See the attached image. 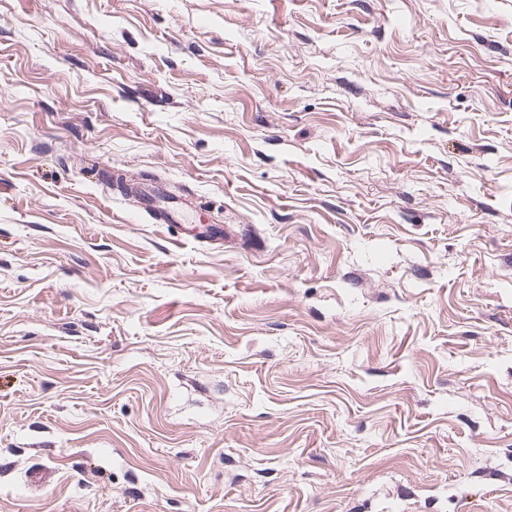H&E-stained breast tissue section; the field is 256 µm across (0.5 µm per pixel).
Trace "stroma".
I'll return each mask as SVG.
<instances>
[{
	"mask_svg": "<svg viewBox=\"0 0 512 512\" xmlns=\"http://www.w3.org/2000/svg\"><path fill=\"white\" fill-rule=\"evenodd\" d=\"M0 512H512V0H0ZM146 210L155 224H166L175 226L183 239H206L211 241H222L224 239V227L217 225H206L201 231L198 229L197 221L188 219L181 208L156 206L154 201L149 199L146 203ZM211 227V228H210Z\"/></svg>",
	"mask_w": 512,
	"mask_h": 512,
	"instance_id": "obj_1",
	"label": "stroma"
}]
</instances>
